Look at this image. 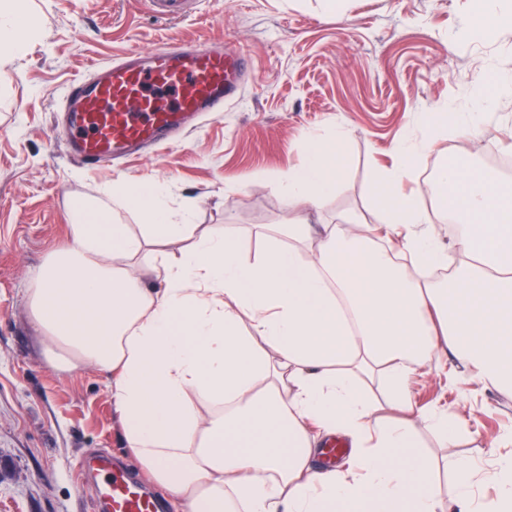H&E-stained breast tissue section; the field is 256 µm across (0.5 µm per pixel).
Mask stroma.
<instances>
[{
    "instance_id": "obj_1",
    "label": "stroma",
    "mask_w": 512,
    "mask_h": 512,
    "mask_svg": "<svg viewBox=\"0 0 512 512\" xmlns=\"http://www.w3.org/2000/svg\"><path fill=\"white\" fill-rule=\"evenodd\" d=\"M29 52H0V512H97L96 483L76 463L108 455L144 491L154 487L124 453L112 416V376L85 365L54 368L27 305L33 272L68 237L71 198L114 181L167 182L194 205L203 230L282 224L279 178L299 165L313 135L348 131L342 187L311 224L343 212L374 222L365 188L392 145L418 135L424 112H469L483 82L512 74V27L462 42L470 0H183L176 19L150 0H29ZM215 40L248 52L250 78L222 115H208L175 145L126 163L86 168L70 157L55 113L69 83L133 50ZM512 128V99H498L478 132L439 140L420 165L422 201L435 208L429 174L459 157L485 166ZM268 175L254 181L256 172ZM417 406H438L467 428L453 442L420 428L438 462L490 459L512 431V392L464 378L455 361L411 382Z\"/></svg>"
}]
</instances>
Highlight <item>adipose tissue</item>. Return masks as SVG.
<instances>
[{
    "label": "adipose tissue",
    "mask_w": 512,
    "mask_h": 512,
    "mask_svg": "<svg viewBox=\"0 0 512 512\" xmlns=\"http://www.w3.org/2000/svg\"><path fill=\"white\" fill-rule=\"evenodd\" d=\"M32 27L28 5L0 0L1 50L23 56ZM480 121L423 114L419 137L370 177L371 226L312 230L309 210L340 188L346 133L315 140L280 179L287 223L256 225L252 252L230 224L196 234L192 204L164 183L118 181L74 200L66 243L28 290L52 362L111 373L123 447L183 512H512V433L487 462L454 460L445 497L417 426L452 439L464 425L416 409L410 388L451 357L512 391V184L444 163L430 178L433 214L405 187L439 139ZM127 208L146 223H122ZM437 215L459 224L452 244ZM377 375L384 409L359 387ZM335 435L350 441L348 467L316 466ZM487 481L494 496L481 493Z\"/></svg>",
    "instance_id": "obj_1"
}]
</instances>
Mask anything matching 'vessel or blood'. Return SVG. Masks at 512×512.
<instances>
[{
  "instance_id": "b4317fda",
  "label": "vessel or blood",
  "mask_w": 512,
  "mask_h": 512,
  "mask_svg": "<svg viewBox=\"0 0 512 512\" xmlns=\"http://www.w3.org/2000/svg\"><path fill=\"white\" fill-rule=\"evenodd\" d=\"M249 68L246 54L207 43H174L101 67L96 79L69 90L66 148L89 164L119 162L181 130L198 112H221ZM98 493L110 512H158L108 460L98 462Z\"/></svg>"
}]
</instances>
